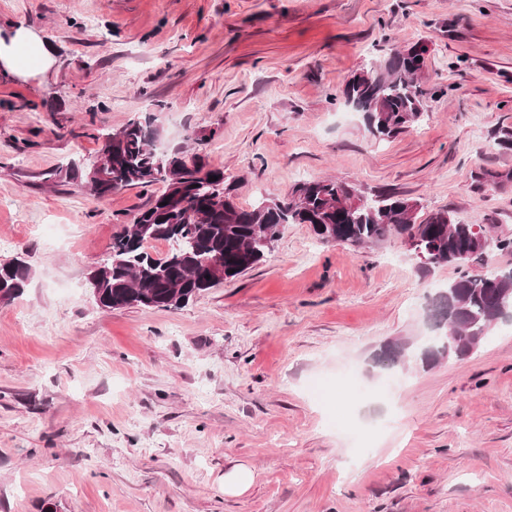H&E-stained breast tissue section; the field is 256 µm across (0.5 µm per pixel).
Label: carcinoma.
Masks as SVG:
<instances>
[{"mask_svg":"<svg viewBox=\"0 0 512 512\" xmlns=\"http://www.w3.org/2000/svg\"><path fill=\"white\" fill-rule=\"evenodd\" d=\"M385 43L389 47L383 59L352 75L342 91L346 103L364 114L368 131L380 141L396 137L426 114L425 92L417 83L424 56L405 53L388 39ZM102 138L93 159L72 160L45 172L43 183L76 180L98 198L165 183L164 191L113 237L111 258L91 284L102 295L103 310L180 308L259 264L287 224H307L323 242L356 251L401 239L429 258L422 270L443 265L458 270L457 278L427 305L431 326L443 335L415 353L425 367L470 354L497 324L500 300L512 299V268L489 269L494 255L483 256L474 225L457 222L446 211L419 222L414 216L418 203L413 200L395 194L363 198L353 187L332 179L303 182L282 199L244 208L235 200L234 186L225 181L224 168L208 162L207 155L160 149L149 115L132 118ZM211 176L216 180H209ZM151 241L167 242L171 249L155 258L146 251ZM216 257L224 261V276L212 278L209 269ZM473 265L487 272L474 274ZM31 279L32 269L25 261L0 263V291H6L10 300L20 297ZM401 356L402 349L391 344L376 355L375 363L389 368Z\"/></svg>","mask_w":512,"mask_h":512,"instance_id":"1","label":"carcinoma"}]
</instances>
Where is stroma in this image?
Wrapping results in <instances>:
<instances>
[{
	"instance_id": "stroma-1",
	"label": "stroma",
	"mask_w": 512,
	"mask_h": 512,
	"mask_svg": "<svg viewBox=\"0 0 512 512\" xmlns=\"http://www.w3.org/2000/svg\"><path fill=\"white\" fill-rule=\"evenodd\" d=\"M20 27L52 62L0 69V262L33 271L0 303V512H512V324L463 359L373 362L430 335L454 267L290 224L182 308L104 311L89 274L161 187L40 179L149 113L244 207L334 178L512 233V0H0ZM386 38L427 46L428 111L379 141L341 91ZM236 466L252 483L225 493Z\"/></svg>"
}]
</instances>
